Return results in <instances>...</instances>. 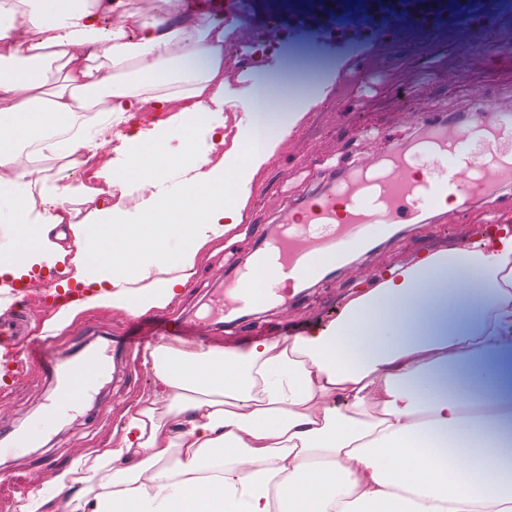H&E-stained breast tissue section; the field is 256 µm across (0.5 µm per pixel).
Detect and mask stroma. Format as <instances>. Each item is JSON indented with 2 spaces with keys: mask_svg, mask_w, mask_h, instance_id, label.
I'll return each instance as SVG.
<instances>
[{
  "mask_svg": "<svg viewBox=\"0 0 512 512\" xmlns=\"http://www.w3.org/2000/svg\"><path fill=\"white\" fill-rule=\"evenodd\" d=\"M267 18L263 0H258L251 12L238 16L235 31L229 32L224 43V106L212 110L206 121L194 123L192 140L198 154L216 151L211 125L222 121L227 129H234L244 106L261 114L264 94L247 100L240 97L246 74L263 73L270 87L295 72L319 70L338 58L344 60L345 69L337 75L332 95L310 111L305 125L284 140L267 166L239 227L240 240L228 246L213 242L198 257L186 286L165 308L174 318L208 311L225 278L247 265L258 244L278 229L276 217L281 210L325 190L359 164L414 144L427 133L430 122L454 113L470 116L487 103L512 110V52L495 59L478 53L476 47L486 37L479 26L463 23L436 32L431 54L413 49L392 59L368 90L358 79L360 71L374 65L368 43L272 35ZM490 213L498 223L512 224V188L502 189L492 200H477L462 213L440 211L417 224L397 225L394 234L372 251L331 266L329 274L312 280L291 304L265 313H230L211 331L181 337L179 343L221 347L231 339L291 336L311 325L328 324L347 292L367 284L386 266L412 262L425 251L465 246L474 226ZM62 277L59 271L33 276L23 296L9 302V309L27 313L31 338L40 337L56 307L55 299L41 298L40 289L54 286ZM149 325L147 315L108 307L86 310L52 330V346L30 360L19 380L0 395V432L25 430L53 399L55 383L45 367L46 359L81 348L108 356L113 354V337L134 336ZM144 354V349L135 348L117 355L116 367L104 372L79 408L62 416L48 435L21 455L0 458V512H19L26 500L21 488L31 473L44 476L42 491L49 498L46 512H68L66 494L53 491L55 472L80 454L116 444L126 408L154 387V376L143 365Z\"/></svg>",
  "mask_w": 512,
  "mask_h": 512,
  "instance_id": "1",
  "label": "stroma"
}]
</instances>
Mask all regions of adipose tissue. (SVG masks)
Segmentation results:
<instances>
[{"mask_svg":"<svg viewBox=\"0 0 512 512\" xmlns=\"http://www.w3.org/2000/svg\"><path fill=\"white\" fill-rule=\"evenodd\" d=\"M22 3L0 27V190L16 215L0 294L64 262L81 295L57 305L50 327L88 308H164L198 253L243 223L265 167L328 85L277 135L222 132V153L203 158L191 129L224 102V26L169 10L107 30L103 13L124 0ZM102 100L110 119L93 133L50 136ZM34 137L43 156L90 160L110 145L120 162L100 167L97 186L45 191L37 211L34 156L19 150ZM171 174L198 206L163 192ZM129 178L153 189L141 224L108 200ZM73 196L102 223L66 224ZM511 348L503 224L384 268L326 325L221 349L152 347L156 386L126 409L118 444L78 456L55 487L70 512H512V386L495 364Z\"/></svg>","mask_w":512,"mask_h":512,"instance_id":"obj_1","label":"adipose tissue"}]
</instances>
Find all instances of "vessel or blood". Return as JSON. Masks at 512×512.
Wrapping results in <instances>:
<instances>
[{
	"instance_id": "obj_1",
	"label": "vessel or blood",
	"mask_w": 512,
	"mask_h": 512,
	"mask_svg": "<svg viewBox=\"0 0 512 512\" xmlns=\"http://www.w3.org/2000/svg\"><path fill=\"white\" fill-rule=\"evenodd\" d=\"M437 0H423L416 11L382 0H364L357 15L324 9L310 17L306 32L342 39L353 35L373 38L382 31L397 33L415 27L434 31ZM512 182V113L494 106L480 109L467 123L435 125L425 142L405 154H389L358 167L329 189L307 198L282 220L275 238L262 243L251 266L240 269L214 297L209 312L187 322L159 316L161 336H178L200 329L233 310L265 302L285 303L296 298L307 280L318 277L326 264L345 263L387 238L395 225L419 223L453 200L458 210L482 196L496 195ZM23 311L0 316V363L18 367L17 339L25 336ZM105 360L81 352L54 362L50 372L58 384L54 406H80L86 391L106 371ZM42 435L32 424L21 435L0 437V457L11 458L32 446Z\"/></svg>"
}]
</instances>
